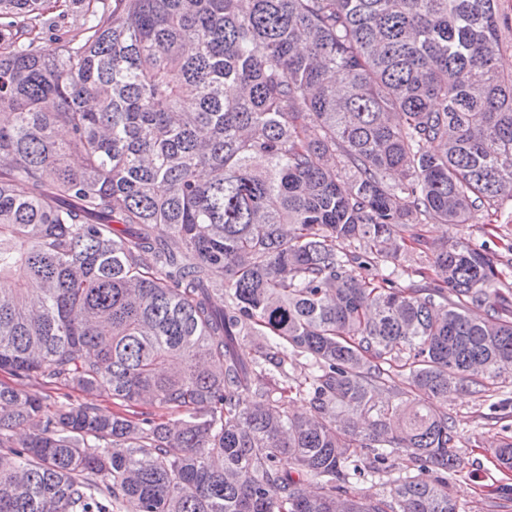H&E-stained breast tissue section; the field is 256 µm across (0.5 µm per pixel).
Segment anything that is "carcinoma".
Masks as SVG:
<instances>
[{
    "label": "carcinoma",
    "mask_w": 512,
    "mask_h": 512,
    "mask_svg": "<svg viewBox=\"0 0 512 512\" xmlns=\"http://www.w3.org/2000/svg\"><path fill=\"white\" fill-rule=\"evenodd\" d=\"M58 3L0 0V371L182 417L0 385V512H459L440 402L512 374V289L418 226L512 200L499 0H110L77 44ZM407 457L404 454H400L396 457L392 471L383 479L367 478L352 486L350 491L357 496H378L386 493L389 490V483L387 480H393L398 476H405L407 472Z\"/></svg>",
    "instance_id": "carcinoma-1"
}]
</instances>
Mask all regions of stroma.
Returning a JSON list of instances; mask_svg holds the SVG:
<instances>
[{
	"mask_svg": "<svg viewBox=\"0 0 512 512\" xmlns=\"http://www.w3.org/2000/svg\"><path fill=\"white\" fill-rule=\"evenodd\" d=\"M422 232L432 240L455 232L511 257L512 201L505 200L479 212L458 228L426 224ZM446 409L455 422L459 435L456 450L463 460L461 471L450 476L448 484L458 497L462 512H512V499L504 495L505 489L512 488V469L500 467L490 446L493 440L512 438V378H506L489 395H452Z\"/></svg>",
	"mask_w": 512,
	"mask_h": 512,
	"instance_id": "35a3bbf8",
	"label": "stroma"
}]
</instances>
